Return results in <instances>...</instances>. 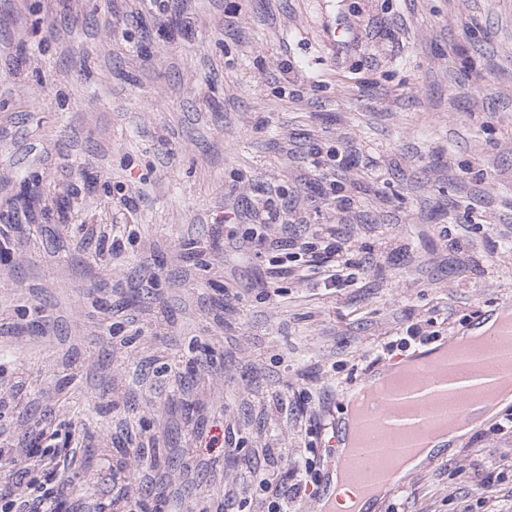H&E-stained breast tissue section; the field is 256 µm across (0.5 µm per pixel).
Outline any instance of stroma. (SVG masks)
<instances>
[{
	"mask_svg": "<svg viewBox=\"0 0 512 512\" xmlns=\"http://www.w3.org/2000/svg\"><path fill=\"white\" fill-rule=\"evenodd\" d=\"M306 224L353 286L267 288ZM0 237V441L74 447L59 512H268L371 371L512 303V0H0ZM510 419L374 512H512Z\"/></svg>",
	"mask_w": 512,
	"mask_h": 512,
	"instance_id": "stroma-1",
	"label": "stroma"
}]
</instances>
